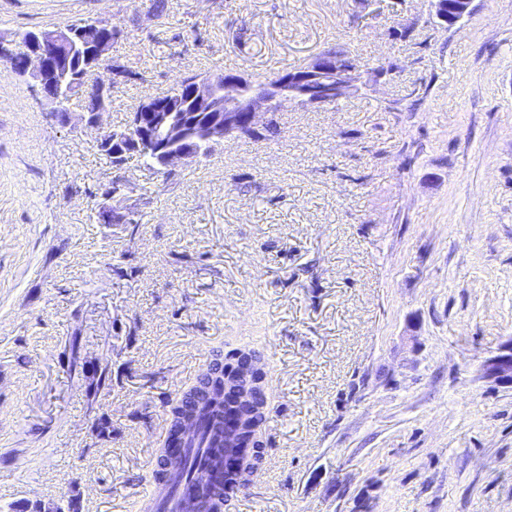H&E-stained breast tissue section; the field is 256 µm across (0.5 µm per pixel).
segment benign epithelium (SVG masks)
I'll list each match as a JSON object with an SVG mask.
<instances>
[{"mask_svg":"<svg viewBox=\"0 0 512 512\" xmlns=\"http://www.w3.org/2000/svg\"><path fill=\"white\" fill-rule=\"evenodd\" d=\"M431 2L434 22L446 29L469 16L473 9V0ZM118 34L109 23H66L29 32L24 52L3 53L0 58L9 64L11 71L28 75L42 86H59L69 80L80 88L88 87L98 108L88 113L86 122L90 127H97L109 105L112 81L99 77L88 86L86 78L91 72L112 70V65L106 63V53L112 38ZM369 75L380 78L384 72L349 62L341 53L317 54L301 70L281 75L269 87L268 94L257 96L246 91L244 75L213 73L194 80L184 93L168 90L148 98L131 113L125 135L108 131L100 137L99 146L111 151L118 162L126 147L148 152L157 171L171 175L178 167L199 157L196 142L213 146L228 137L258 136L285 108L318 107L347 98L368 86ZM124 191L125 184L120 182L103 194L98 211L100 223L129 222L132 212L120 207ZM485 374L512 386V341L486 361ZM200 379L221 389L225 410V471L230 476L254 462L261 426L254 419L253 409L257 398L264 394L265 374L259 357L244 352L221 372L208 367ZM193 429V421L184 419L166 441L165 457L177 467L181 464L177 448Z\"/></svg>","mask_w":512,"mask_h":512,"instance_id":"7a95c632","label":"benign epithelium"}]
</instances>
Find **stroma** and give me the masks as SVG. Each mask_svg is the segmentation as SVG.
<instances>
[{"label": "stroma", "instance_id": "stroma-1", "mask_svg": "<svg viewBox=\"0 0 512 512\" xmlns=\"http://www.w3.org/2000/svg\"><path fill=\"white\" fill-rule=\"evenodd\" d=\"M0 0V47L119 31L102 129L187 75L335 46L386 74L164 177L0 64V512H142L204 360L260 355L264 457L224 512H512V0ZM140 224H102L113 180ZM109 381H101V373ZM433 4L434 22L443 28L453 27L469 16L473 0H430ZM485 374L496 382L512 386V340L486 361Z\"/></svg>", "mask_w": 512, "mask_h": 512}]
</instances>
